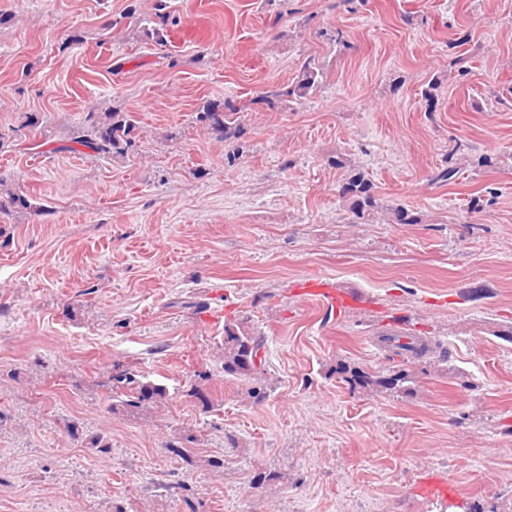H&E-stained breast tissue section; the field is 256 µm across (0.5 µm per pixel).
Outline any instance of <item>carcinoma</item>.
Listing matches in <instances>:
<instances>
[{"mask_svg": "<svg viewBox=\"0 0 512 512\" xmlns=\"http://www.w3.org/2000/svg\"><path fill=\"white\" fill-rule=\"evenodd\" d=\"M147 25L153 23V34L162 40L160 29L176 24L171 16L169 0H154L152 16L140 19ZM323 82L322 68L315 58L308 56L300 63L294 81L285 87H271L253 100L273 108L285 102L299 103L317 92ZM242 107L231 100H207L197 110V120L220 135L224 142L233 144L243 134L241 122ZM139 126L130 112L110 109L105 112H87L83 124L69 129L63 149L76 151L78 147L89 149L100 158L126 159L135 154ZM342 198L349 210L359 219L368 217L379 209L374 195L373 184L363 172L351 168V174L342 187ZM23 208L35 213L43 211V205L11 191H0V213ZM391 221L395 224H418L419 215L403 207L390 209ZM265 337L256 333L248 321L227 319L224 321V344L222 345V366L224 375L239 380H256L265 374ZM332 373L352 388H368L386 393L411 392L413 377L404 369L389 373H371L344 363L337 364ZM108 387L112 392V412L121 411L127 415H139L163 405L169 396L167 387L148 379L136 366L121 361L112 362ZM168 452L180 458L189 467L196 466L197 459L181 437L167 442Z\"/></svg>", "mask_w": 512, "mask_h": 512, "instance_id": "1", "label": "carcinoma"}]
</instances>
